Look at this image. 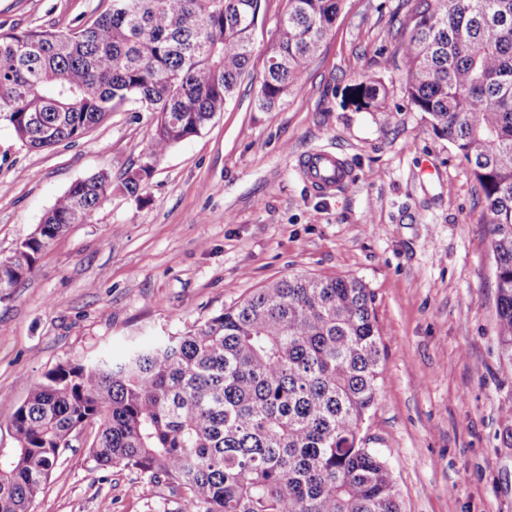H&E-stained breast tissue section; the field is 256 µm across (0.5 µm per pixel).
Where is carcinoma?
<instances>
[{"label":"carcinoma","mask_w":512,"mask_h":512,"mask_svg":"<svg viewBox=\"0 0 512 512\" xmlns=\"http://www.w3.org/2000/svg\"><path fill=\"white\" fill-rule=\"evenodd\" d=\"M261 0H112L92 23L0 32V117L33 149L75 141L112 113L155 115L135 195L176 144L232 99L253 51ZM343 0H288L257 93L263 112L301 88ZM400 43L408 102L426 113L480 184L495 263L496 335L512 364V0H416ZM376 107L377 80L353 88ZM112 191L106 173L57 198L14 254L17 286L71 224ZM374 295L340 276L272 282L189 330L119 359L61 363L10 421L0 512L31 506L71 443L180 490L182 512H402L383 454L363 425L376 404L381 341Z\"/></svg>","instance_id":"1"}]
</instances>
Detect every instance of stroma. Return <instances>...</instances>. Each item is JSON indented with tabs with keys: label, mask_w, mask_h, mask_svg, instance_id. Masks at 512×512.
<instances>
[{
	"label": "stroma",
	"mask_w": 512,
	"mask_h": 512,
	"mask_svg": "<svg viewBox=\"0 0 512 512\" xmlns=\"http://www.w3.org/2000/svg\"><path fill=\"white\" fill-rule=\"evenodd\" d=\"M287 0H261L253 54L233 100L157 164L140 196L123 188L154 116L115 112L74 142L26 147L0 120V257L11 255L73 182L105 171L112 191L33 271L0 293V455L11 416L58 364L183 332L295 274L366 285L383 348L364 425L402 512H512L501 447L512 365L500 358L491 229L469 165L407 101L399 24L414 0H344L300 89L268 112L256 93ZM109 0H0V30L73 28ZM381 107L351 100L360 80ZM327 149L349 184L327 194L299 163ZM168 485L98 466L75 440L34 512H181ZM354 98H361V101H356L359 106L364 108L377 107L382 101L387 91L384 85L377 80L361 81L353 88Z\"/></svg>",
	"instance_id": "35a3bbf8"
}]
</instances>
